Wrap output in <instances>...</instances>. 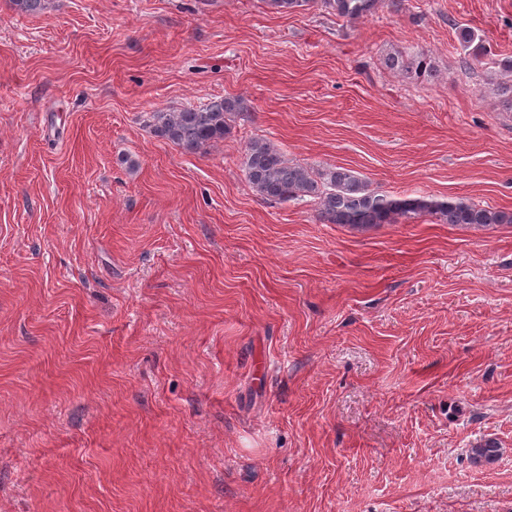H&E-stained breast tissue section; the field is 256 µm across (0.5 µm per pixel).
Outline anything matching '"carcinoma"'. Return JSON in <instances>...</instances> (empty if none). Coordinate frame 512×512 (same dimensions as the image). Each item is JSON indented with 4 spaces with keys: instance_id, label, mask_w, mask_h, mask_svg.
Here are the masks:
<instances>
[{
    "instance_id": "1",
    "label": "carcinoma",
    "mask_w": 512,
    "mask_h": 512,
    "mask_svg": "<svg viewBox=\"0 0 512 512\" xmlns=\"http://www.w3.org/2000/svg\"><path fill=\"white\" fill-rule=\"evenodd\" d=\"M338 18L354 21L377 9L379 0H267L278 12H295L310 2ZM463 51L462 67L487 55L484 35L471 28L459 31ZM386 66L408 77H422L434 69L424 50L407 56L399 52L386 58ZM489 84L502 103L512 107V56L496 62ZM247 111L241 99L215 98L198 108L150 115L154 134L185 152L197 153L231 133L232 118ZM244 167L248 184L262 199L271 202L300 201L315 206L318 219L325 224H339L366 229L400 220L434 216L442 224L473 228H492L512 224V211L474 204L464 198L433 200L425 195L394 197L373 187L358 172L345 167L314 169L286 159L272 143L251 140L245 145ZM500 454L495 442L487 440L470 449V461L479 465L494 461Z\"/></svg>"
}]
</instances>
